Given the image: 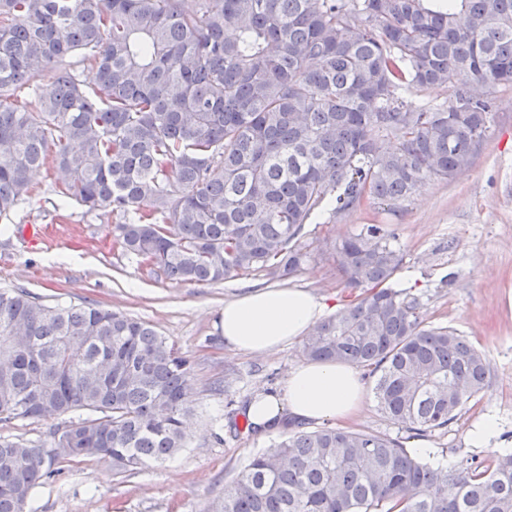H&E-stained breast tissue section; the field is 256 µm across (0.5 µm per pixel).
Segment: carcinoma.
<instances>
[{"instance_id":"cac0c4a2","label":"carcinoma","mask_w":512,"mask_h":512,"mask_svg":"<svg viewBox=\"0 0 512 512\" xmlns=\"http://www.w3.org/2000/svg\"><path fill=\"white\" fill-rule=\"evenodd\" d=\"M499 84L512 0H0V219L49 164L60 197L115 216V246L168 280L285 279L318 212L395 208L467 170ZM435 87L440 107L407 98ZM335 258L357 295L302 355L364 370L395 423L448 426L489 384L482 351L390 286L402 257L379 225ZM189 374L144 322L0 287V421L84 413L49 450L0 438V512H29L65 460L121 475L174 456ZM208 512H512V452L436 466L380 434L291 432Z\"/></svg>"}]
</instances>
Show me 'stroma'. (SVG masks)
<instances>
[{
  "label": "stroma",
  "mask_w": 512,
  "mask_h": 512,
  "mask_svg": "<svg viewBox=\"0 0 512 512\" xmlns=\"http://www.w3.org/2000/svg\"><path fill=\"white\" fill-rule=\"evenodd\" d=\"M492 95L496 116L467 172L428 180L392 210L367 202L321 215L301 238L306 261L285 281L345 306L349 292L330 251L364 225L382 226L402 256L394 288L417 302L425 324L455 329L490 366L489 387L425 438L431 460L442 464L463 454L485 462L494 457L495 447L468 441L486 414L498 419L501 441L512 443V85L496 86ZM33 184L35 195L10 220H0V286L51 304H97L150 323L189 359L196 408L187 446L173 459L122 476L96 457L63 464L60 475L37 489L33 512H207L252 458L286 433L255 431L243 410L256 393L283 390L289 371L304 360L300 344L240 352L225 346L220 324L225 299L268 286V278L197 286L150 274L114 245L111 214L60 200L52 169H40ZM217 380L223 392L214 391ZM341 427L395 438L408 449L418 441L408 425L390 422L371 394Z\"/></svg>",
  "instance_id": "obj_1"
}]
</instances>
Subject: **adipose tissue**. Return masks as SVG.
I'll return each instance as SVG.
<instances>
[{"label":"adipose tissue","instance_id":"adipose-tissue-1","mask_svg":"<svg viewBox=\"0 0 512 512\" xmlns=\"http://www.w3.org/2000/svg\"><path fill=\"white\" fill-rule=\"evenodd\" d=\"M325 298L300 288L260 287L225 301L221 328L225 346L264 353L300 341L320 322ZM365 387L354 366L310 361L293 367L282 393L252 398L246 417L259 431L280 426L284 417L341 421L364 402Z\"/></svg>","mask_w":512,"mask_h":512}]
</instances>
